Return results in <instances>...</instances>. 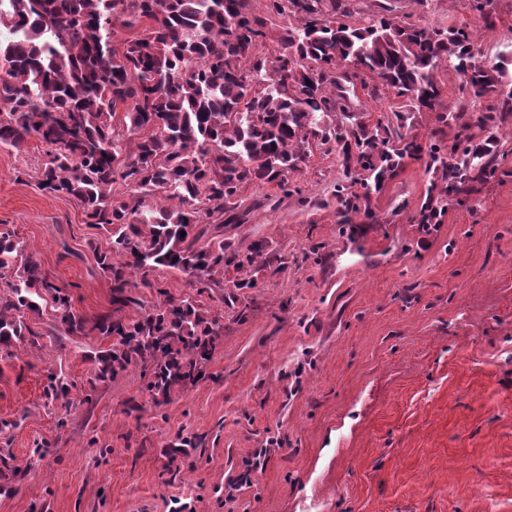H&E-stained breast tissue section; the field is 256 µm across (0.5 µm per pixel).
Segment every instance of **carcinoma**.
<instances>
[{
    "label": "carcinoma",
    "instance_id": "cac0c4a2",
    "mask_svg": "<svg viewBox=\"0 0 512 512\" xmlns=\"http://www.w3.org/2000/svg\"><path fill=\"white\" fill-rule=\"evenodd\" d=\"M267 16L247 0H0V144L45 146L38 188L80 203L87 223L105 230L110 249L98 255L112 279V304L137 303L138 286L165 267L205 288L217 273L252 263L230 245L205 240L209 224L238 220V194L254 182L285 189L288 171L306 161L312 142L341 147L345 161L368 172L337 198L350 211L369 203L405 157L422 148L361 124L336 122L344 111L337 73L370 74L410 107L438 113L439 122L490 133L512 118V78L502 54L489 66L472 52L465 28H420L383 15L369 24L342 21L348 0H267ZM296 19L280 37L278 55L261 54L268 17ZM139 26L121 45L115 24ZM447 65L469 96L488 105L470 115L465 104L442 105L435 80ZM494 137L466 138L447 149L434 143L428 170L444 183L430 197L434 210L448 196L493 172ZM121 182L124 191L114 189ZM20 242L0 231V348L37 333L24 314L51 297L70 333L86 320ZM140 275V281L133 275ZM215 322L199 316L189 297L166 296L138 320L105 317L94 328L112 338L97 359L96 379L131 365L151 375L148 391L170 394L198 381L215 349ZM63 374L48 375L46 395L66 391Z\"/></svg>",
    "mask_w": 512,
    "mask_h": 512
}]
</instances>
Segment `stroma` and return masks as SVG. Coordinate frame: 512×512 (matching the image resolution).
<instances>
[{
	"instance_id": "stroma-1",
	"label": "stroma",
	"mask_w": 512,
	"mask_h": 512,
	"mask_svg": "<svg viewBox=\"0 0 512 512\" xmlns=\"http://www.w3.org/2000/svg\"><path fill=\"white\" fill-rule=\"evenodd\" d=\"M350 3L355 22L470 25L480 58L512 45V0H496L489 26L471 0ZM341 87L368 127L424 147L464 135L431 112L399 120L404 99L375 76ZM498 141L494 176L427 231L424 155L350 215L332 144H312L287 189L243 187L241 221L209 234L244 254L263 244L253 264L202 293L157 269L119 312L140 318L163 289L219 324L201 379L159 407L139 367L94 380L112 345L94 325L116 313L97 263L108 234L39 190L38 140L0 147V227L89 325L65 332L42 300L26 318L37 344L0 357V512H512V134ZM51 372L68 383L56 400Z\"/></svg>"
}]
</instances>
